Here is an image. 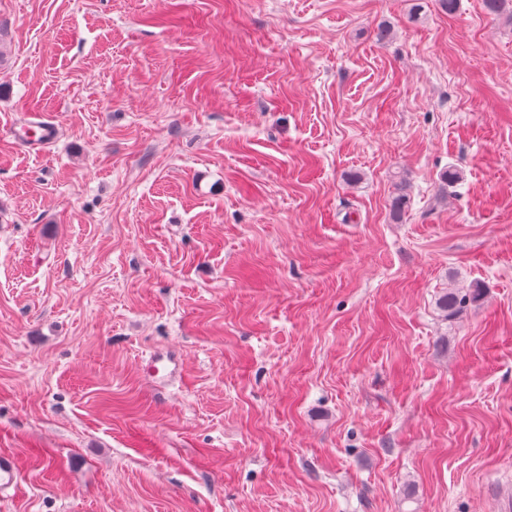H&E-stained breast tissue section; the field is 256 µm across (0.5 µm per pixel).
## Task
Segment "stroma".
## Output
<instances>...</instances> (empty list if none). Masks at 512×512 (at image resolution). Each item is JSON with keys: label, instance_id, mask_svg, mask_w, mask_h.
I'll use <instances>...</instances> for the list:
<instances>
[{"label": "stroma", "instance_id": "stroma-1", "mask_svg": "<svg viewBox=\"0 0 512 512\" xmlns=\"http://www.w3.org/2000/svg\"><path fill=\"white\" fill-rule=\"evenodd\" d=\"M1 450L0 512H512V16L0 0ZM13 135L21 146L29 150L45 152L57 141L59 127L51 121L38 119L22 126L19 130L14 129ZM17 489V467L13 454L0 453V495L7 494L9 490Z\"/></svg>", "mask_w": 512, "mask_h": 512}]
</instances>
